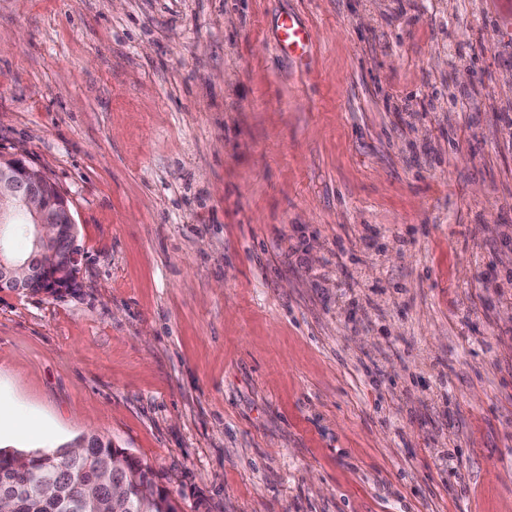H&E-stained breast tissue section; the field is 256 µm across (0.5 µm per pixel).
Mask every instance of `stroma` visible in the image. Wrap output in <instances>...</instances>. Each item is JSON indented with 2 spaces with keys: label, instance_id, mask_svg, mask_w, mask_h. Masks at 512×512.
Segmentation results:
<instances>
[{
  "label": "stroma",
  "instance_id": "obj_1",
  "mask_svg": "<svg viewBox=\"0 0 512 512\" xmlns=\"http://www.w3.org/2000/svg\"><path fill=\"white\" fill-rule=\"evenodd\" d=\"M21 151L82 261L0 292V444L103 435L182 512H512V0H0ZM309 41V31L301 27L292 15L280 18L277 25V44L281 50L303 56Z\"/></svg>",
  "mask_w": 512,
  "mask_h": 512
}]
</instances>
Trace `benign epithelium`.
Returning <instances> with one entry per match:
<instances>
[{
  "label": "benign epithelium",
  "mask_w": 512,
  "mask_h": 512,
  "mask_svg": "<svg viewBox=\"0 0 512 512\" xmlns=\"http://www.w3.org/2000/svg\"><path fill=\"white\" fill-rule=\"evenodd\" d=\"M12 218H22L36 228L43 245L41 254L51 259L43 272L41 292L55 295L77 287L82 260L75 240L72 202L43 170L22 153L0 161V228ZM35 262H11L0 247V291L25 292L34 275Z\"/></svg>",
  "instance_id": "benign-epithelium-1"
}]
</instances>
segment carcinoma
I'll return each instance as SVG.
<instances>
[{"label": "carcinoma", "mask_w": 512, "mask_h": 512, "mask_svg": "<svg viewBox=\"0 0 512 512\" xmlns=\"http://www.w3.org/2000/svg\"><path fill=\"white\" fill-rule=\"evenodd\" d=\"M86 443L85 453L68 455L72 442L64 443L52 451H26L16 448H0V495L11 497L18 504V512H68L61 506L63 501H75L93 489L91 481L103 483L97 506L88 512H181L179 503L162 488L156 498L142 502L137 498L138 486L155 482L157 473L141 460L123 458L112 463V440L91 434L82 435ZM106 469L109 477L126 483L129 501L112 500L108 486L104 485ZM53 470L58 474L56 495L44 496L36 491L41 473Z\"/></svg>", "instance_id": "obj_1"}]
</instances>
